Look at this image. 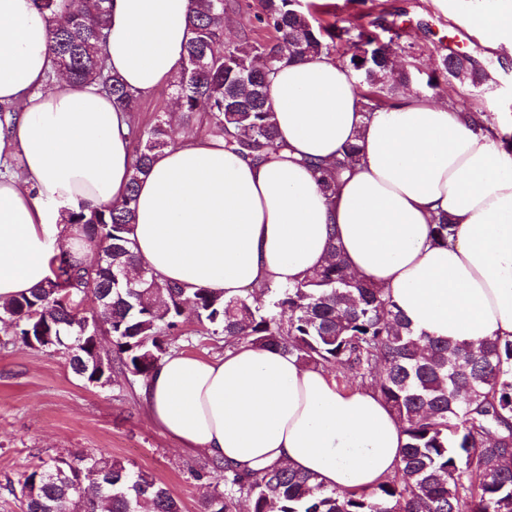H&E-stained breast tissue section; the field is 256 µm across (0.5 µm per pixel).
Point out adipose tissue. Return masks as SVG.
Here are the masks:
<instances>
[{
    "label": "adipose tissue",
    "instance_id": "1",
    "mask_svg": "<svg viewBox=\"0 0 512 512\" xmlns=\"http://www.w3.org/2000/svg\"><path fill=\"white\" fill-rule=\"evenodd\" d=\"M190 0H112L106 52L136 97L174 80ZM512 57V0L468 15ZM46 24L34 0H0V305L51 277L69 252L99 247L69 211L122 200L134 157L126 117L104 93L49 79ZM268 95L279 149L256 160L223 138L180 136L140 181L131 239L163 282L225 297L289 287L338 248L348 270L384 288L416 335L512 341V141L449 99L401 92L367 111L355 74L319 56L280 64ZM358 161L332 192L310 162ZM448 216L453 233L431 228ZM149 417L184 449L242 472L287 465L327 489L368 490L392 475L401 425L373 390L347 392L296 357L240 343L223 356H165L141 390Z\"/></svg>",
    "mask_w": 512,
    "mask_h": 512
}]
</instances>
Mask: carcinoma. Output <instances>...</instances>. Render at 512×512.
Returning a JSON list of instances; mask_svg holds the SVG:
<instances>
[{
  "label": "carcinoma",
  "instance_id": "obj_1",
  "mask_svg": "<svg viewBox=\"0 0 512 512\" xmlns=\"http://www.w3.org/2000/svg\"><path fill=\"white\" fill-rule=\"evenodd\" d=\"M52 53V74L76 84L94 83L125 112H137L134 97L112 75L106 43L112 0H38ZM228 0H191L189 38L174 87L184 118L209 108V131L224 147L262 158L276 149L277 129L267 97L269 76L285 59L304 61L336 53L345 38L342 62L362 77L365 107L388 102L397 85L387 80L401 66L390 42L399 36L396 20L378 16L369 25L324 24L302 9L299 0H261L259 27L273 33L269 45L244 38L246 47L224 42ZM288 46L283 56L279 44ZM454 79L478 89L485 70L464 55L443 59ZM172 117L130 123L135 157L129 192L120 202L83 206L68 215L99 246L112 250V262L142 266L129 238L135 191L154 157L172 145ZM359 153L348 146L336 170L310 163L324 190L333 172L352 165ZM53 277L31 293L0 307L8 338L3 345L31 347L29 337H52L43 350H66L80 335L82 315L65 301H98V323L88 332L112 337V348L94 346L111 368L147 378L170 353L183 315L192 306L210 336L224 337V349L243 341L272 348L333 374L336 385L359 380L373 389L400 421L407 443L393 475L370 490L326 489L315 474L286 466L242 474L225 466L224 490L213 486L203 497L204 512H237L240 499L250 512H512V342L485 339L474 346L417 336L382 288L353 278L336 248L328 261L298 284L267 288L268 305L248 297L224 298L209 288L192 291L175 283L120 284L107 265L84 266L66 253L51 261ZM63 468L52 479L48 471ZM23 512H181L170 491L147 473L103 455L58 457L23 475Z\"/></svg>",
  "mask_w": 512,
  "mask_h": 512
}]
</instances>
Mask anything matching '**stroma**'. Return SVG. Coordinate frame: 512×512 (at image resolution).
Segmentation results:
<instances>
[{"mask_svg": "<svg viewBox=\"0 0 512 512\" xmlns=\"http://www.w3.org/2000/svg\"><path fill=\"white\" fill-rule=\"evenodd\" d=\"M337 18L367 23L378 14L396 19L401 36L392 45L409 73L406 91L449 97L455 108L487 114L512 127V58L489 53L486 36L466 24L474 10L489 12L496 0H313ZM472 55L488 72L481 89L443 75L440 63L451 45ZM436 88H428L429 77ZM172 350L200 358L223 354L193 312H185ZM142 378L116 373L111 383L89 385L72 372L67 353L22 346L0 349V512H21L4 491L33 467L57 457L103 453L150 473L180 502L182 512H201L208 484L221 481L204 454L183 449L148 418Z\"/></svg>", "mask_w": 512, "mask_h": 512, "instance_id": "1", "label": "stroma"}]
</instances>
